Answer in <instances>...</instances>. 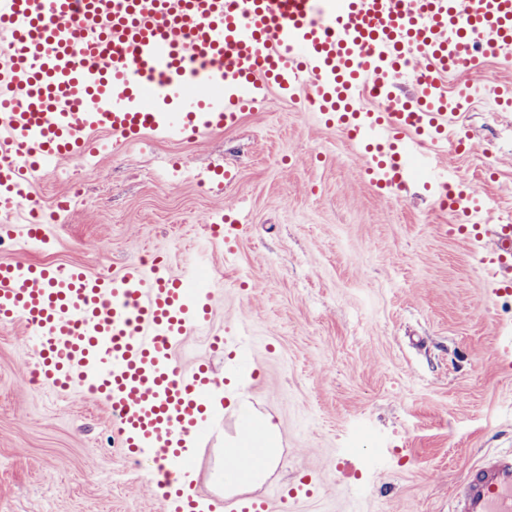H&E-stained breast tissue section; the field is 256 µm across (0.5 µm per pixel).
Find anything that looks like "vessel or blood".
Instances as JSON below:
<instances>
[{"label":"vessel or blood","instance_id":"vessel-or-blood-1","mask_svg":"<svg viewBox=\"0 0 512 512\" xmlns=\"http://www.w3.org/2000/svg\"><path fill=\"white\" fill-rule=\"evenodd\" d=\"M492 62L512 63V0H0V221L23 247L46 241L22 207L33 179L96 156L98 130L116 150L193 143L238 127L273 87L340 128L379 190L404 189L414 160L441 208L479 218L490 205L443 159L462 108L447 81ZM408 75L412 101L396 95ZM475 239L490 288L511 292L512 219ZM211 300L157 257L109 275L0 262V325L24 326L44 382L107 405L125 457L164 467L162 512L199 508L185 480L220 380L203 363L183 372L174 350L210 324ZM450 512H512L511 447L468 468Z\"/></svg>","mask_w":512,"mask_h":512}]
</instances>
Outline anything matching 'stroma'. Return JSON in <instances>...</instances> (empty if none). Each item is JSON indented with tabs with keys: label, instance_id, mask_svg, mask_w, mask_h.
<instances>
[{
	"label": "stroma",
	"instance_id": "1",
	"mask_svg": "<svg viewBox=\"0 0 512 512\" xmlns=\"http://www.w3.org/2000/svg\"><path fill=\"white\" fill-rule=\"evenodd\" d=\"M462 112L470 149L448 154L495 213L512 214V111L486 95L512 84L491 63L469 77ZM224 178L199 189L184 171ZM94 206L61 213L36 263L109 273L144 256L210 272L209 333L176 354L210 365L209 397L191 491L218 497L225 446L240 409L279 430L277 469L258 489L270 512H448L455 484L480 456L512 444V294L486 292L476 246L450 233L454 216L425 178L378 196L345 136L301 100L271 94L233 130L194 143L148 137L94 158L81 172ZM230 227L229 243L209 234ZM232 254H225V246ZM242 341L211 346L217 332ZM21 326L0 327V512H161L150 472L131 469L112 416L87 396L31 387ZM372 475L336 471L342 454L377 458ZM311 497L289 506V487Z\"/></svg>",
	"mask_w": 512,
	"mask_h": 512
}]
</instances>
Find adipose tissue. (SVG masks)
I'll return each instance as SVG.
<instances>
[{
    "label": "adipose tissue",
    "mask_w": 512,
    "mask_h": 512,
    "mask_svg": "<svg viewBox=\"0 0 512 512\" xmlns=\"http://www.w3.org/2000/svg\"><path fill=\"white\" fill-rule=\"evenodd\" d=\"M277 427L271 420L256 421L252 438L225 449L226 461L237 464L236 478L229 483L228 493L236 494L261 486L275 471L281 450L276 445Z\"/></svg>",
    "instance_id": "adipose-tissue-1"
}]
</instances>
